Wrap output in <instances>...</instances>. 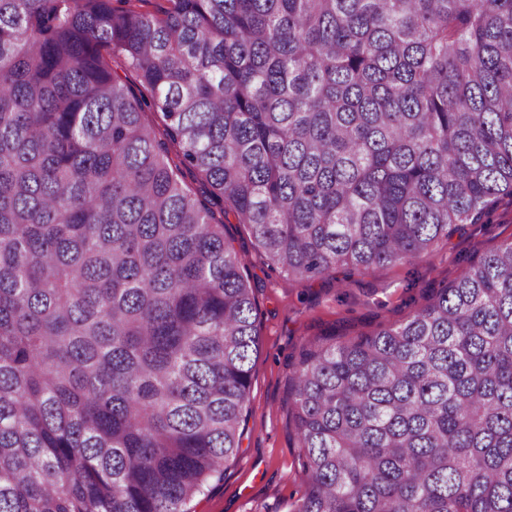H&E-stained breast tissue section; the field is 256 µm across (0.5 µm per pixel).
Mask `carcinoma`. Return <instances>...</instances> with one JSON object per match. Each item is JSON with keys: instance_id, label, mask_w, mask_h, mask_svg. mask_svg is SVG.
Segmentation results:
<instances>
[{"instance_id": "carcinoma-1", "label": "carcinoma", "mask_w": 512, "mask_h": 512, "mask_svg": "<svg viewBox=\"0 0 512 512\" xmlns=\"http://www.w3.org/2000/svg\"><path fill=\"white\" fill-rule=\"evenodd\" d=\"M147 2L0 0V512H188L223 475L260 351L228 216L313 279L512 198V0ZM291 397L293 512H512V241L307 342Z\"/></svg>"}]
</instances>
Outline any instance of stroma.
<instances>
[{"mask_svg": "<svg viewBox=\"0 0 512 512\" xmlns=\"http://www.w3.org/2000/svg\"><path fill=\"white\" fill-rule=\"evenodd\" d=\"M224 235L245 258L259 309L261 349L253 367L248 420L236 459L189 512H289L305 491L288 377L306 340L328 330L353 336L401 323L431 289L449 284L469 262L512 241V201L483 223L415 259L348 277L296 279L271 271L242 225Z\"/></svg>", "mask_w": 512, "mask_h": 512, "instance_id": "35a3bbf8", "label": "stroma"}]
</instances>
